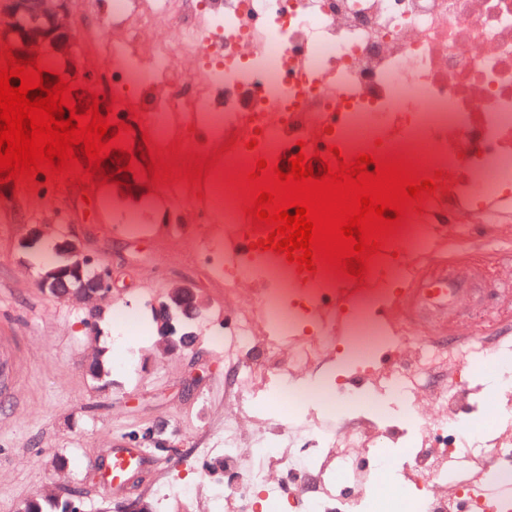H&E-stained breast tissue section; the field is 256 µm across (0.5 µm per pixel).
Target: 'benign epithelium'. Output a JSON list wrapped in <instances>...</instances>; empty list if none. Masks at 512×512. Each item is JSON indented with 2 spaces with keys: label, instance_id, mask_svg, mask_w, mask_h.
Listing matches in <instances>:
<instances>
[{
  "label": "benign epithelium",
  "instance_id": "7a95c632",
  "mask_svg": "<svg viewBox=\"0 0 512 512\" xmlns=\"http://www.w3.org/2000/svg\"><path fill=\"white\" fill-rule=\"evenodd\" d=\"M71 0H0V44L13 47L21 57L39 55V63H57V71L66 78L78 77V83L98 91L99 74L80 49L73 23ZM126 186L110 185L114 198L122 203H137L147 197L146 180L124 179ZM16 213L15 191L0 184V213ZM61 260L45 271L40 286L51 297L63 300H109L118 280L112 270L97 266L81 243L65 231H59ZM157 325V349L173 355L192 349L196 342L195 327L207 314L208 303L199 288L191 282L168 289L153 306ZM181 432L159 424L129 436V441L153 454L171 456L179 451ZM119 512H154L153 505L142 498H124L118 502Z\"/></svg>",
  "mask_w": 512,
  "mask_h": 512
}]
</instances>
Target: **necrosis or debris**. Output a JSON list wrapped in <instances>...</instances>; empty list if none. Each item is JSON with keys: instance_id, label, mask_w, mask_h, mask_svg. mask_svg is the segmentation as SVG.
Returning <instances> with one entry per match:
<instances>
[{"instance_id": "necrosis-or-debris-1", "label": "necrosis or debris", "mask_w": 512, "mask_h": 512, "mask_svg": "<svg viewBox=\"0 0 512 512\" xmlns=\"http://www.w3.org/2000/svg\"><path fill=\"white\" fill-rule=\"evenodd\" d=\"M198 0H112V13L127 19L125 39L148 48L146 71L127 69L131 85L159 90L149 125L163 143L207 130L234 140L223 166L277 162L326 146L344 157L407 150L427 173H448L410 229L374 256L362 303L335 317L333 300L321 298L317 280L281 261H224V302L237 320L216 345L223 353L263 343L274 368L236 365L233 400L226 407L224 462L236 467L268 444V465L236 475L202 512H226L239 502L247 512L256 493L275 512L281 476L304 466L306 482L293 496L298 512H356L376 473L361 464L387 449H403L392 469H413L409 484L378 495L381 512H512V497L499 496L496 479L512 474V390L485 391L472 378L511 372L512 359L488 355L471 362L467 347L485 346L484 324L512 308V258L501 241L512 237V0H199L193 23L184 18ZM195 59L204 82L184 94L181 63ZM256 148H248V141ZM174 200L207 208L215 224L245 235L237 190L208 178L203 191L177 182ZM453 233L464 242L485 238L466 265L429 277L428 287L460 282L468 289L437 320L461 340L452 353L455 384L445 389L433 375L442 351L416 339V330L377 321L370 309L388 282L415 278L412 257L426 254L432 238ZM319 332L302 336L303 315ZM394 368L378 376L383 350ZM345 354L355 381L348 398L332 381L293 386L321 357ZM277 389L283 411L266 413L263 393ZM327 413L339 427L310 426L299 445L294 421ZM430 429V447L409 448L412 428ZM481 477L465 478L467 463Z\"/></svg>"}]
</instances>
